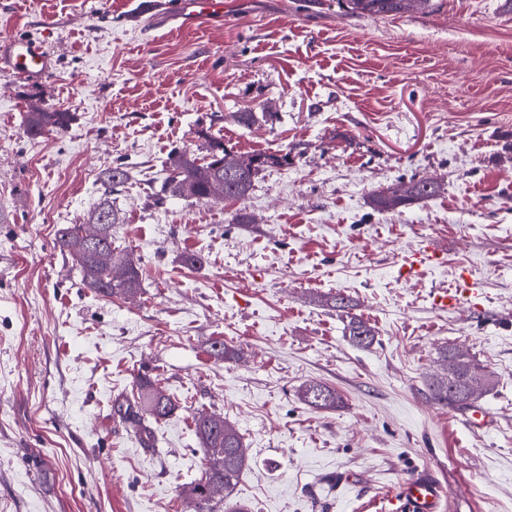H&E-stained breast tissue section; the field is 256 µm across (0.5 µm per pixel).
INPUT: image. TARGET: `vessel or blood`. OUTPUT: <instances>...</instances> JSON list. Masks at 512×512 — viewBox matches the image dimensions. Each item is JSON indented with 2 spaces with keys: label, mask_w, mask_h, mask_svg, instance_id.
<instances>
[{
  "label": "vessel or blood",
  "mask_w": 512,
  "mask_h": 512,
  "mask_svg": "<svg viewBox=\"0 0 512 512\" xmlns=\"http://www.w3.org/2000/svg\"><path fill=\"white\" fill-rule=\"evenodd\" d=\"M135 16L149 25L164 26L178 23L179 27L192 28L204 21H223L222 0H137ZM9 71L23 80L43 79L52 69V56L37 41L15 38L7 44L6 56L0 57ZM444 260V253L430 245L408 254L403 262L405 275L418 274L422 267L438 265ZM467 281H460L456 287L437 291L433 296L434 305L442 310L459 309L464 296L469 295ZM442 489L428 475L407 479L398 490L381 500L378 512H438Z\"/></svg>",
  "instance_id": "b4317fda"
}]
</instances>
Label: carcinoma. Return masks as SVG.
Masks as SVG:
<instances>
[{"instance_id":"carcinoma-1","label":"carcinoma","mask_w":512,"mask_h":512,"mask_svg":"<svg viewBox=\"0 0 512 512\" xmlns=\"http://www.w3.org/2000/svg\"><path fill=\"white\" fill-rule=\"evenodd\" d=\"M433 0H342L346 14L358 17H389L424 11L432 7ZM73 116L69 112L49 111L38 106L26 112L24 130L30 137L47 130H66ZM227 147L218 138L208 139L206 155L199 159L182 152L179 160L170 165L169 176L152 192L157 205L169 198H182L208 202L213 195L217 179L224 182V198L244 201L254 188L256 178L265 170L288 164V153H258L261 163L254 170L238 173L225 169ZM130 180L129 167L116 163L107 169L101 179L103 200L89 216L88 223L102 224V237L98 248L79 253L74 241L85 230L80 224H67L60 228L56 246L69 254L80 268L83 285L105 297H131L139 293L141 275L134 263H129L120 277L102 262L99 254L112 252V226L119 223L118 212L112 206V195L121 191ZM436 193L433 183L412 178L372 197L378 211H394L413 201L429 198ZM346 332L350 341L369 347L375 340V330L362 317L346 314ZM445 364L443 376L430 380L428 397L450 409H460L476 399V394L487 391L492 380L485 369L468 354L447 347L441 352ZM298 398L305 404L322 410H334L342 402L336 389L322 383L309 382L298 391ZM177 406L160 383L145 376L137 381V398L133 408L126 412V419L145 444L150 443V422L167 420ZM195 433L205 449L207 464L202 476L182 486L180 494L197 504L198 512H221L224 504L234 506L232 512H250L248 506L235 499L241 475L248 465V454L237 430L216 413L199 412L194 417Z\"/></svg>"}]
</instances>
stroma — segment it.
<instances>
[{
  "instance_id": "stroma-1",
  "label": "stroma",
  "mask_w": 512,
  "mask_h": 512,
  "mask_svg": "<svg viewBox=\"0 0 512 512\" xmlns=\"http://www.w3.org/2000/svg\"><path fill=\"white\" fill-rule=\"evenodd\" d=\"M15 37L41 42L53 72L0 70V512H179L206 467L201 411L241 433L237 498L252 512H367L421 474L441 512H512V0L384 18L224 0L223 24L193 30L133 21L126 0H0V45ZM33 104L75 119L28 137ZM211 136L291 158L246 201L154 206L170 152L204 156ZM118 161L132 178L112 237L142 274L130 300L85 288L55 245ZM413 177L439 193L370 207ZM242 208L252 223H235ZM429 244L443 263L400 277ZM465 271L479 301L438 310L434 289ZM337 293L372 346L348 340L326 304ZM217 339L237 358L214 356ZM448 345L492 374L475 402L492 429L421 396ZM142 375L178 407L151 449L118 411ZM309 381L341 406L302 403ZM315 388L323 389L324 396L319 400L315 395ZM298 398L305 404L322 410H334L342 402L336 389L322 383L309 382L298 391Z\"/></svg>"
}]
</instances>
